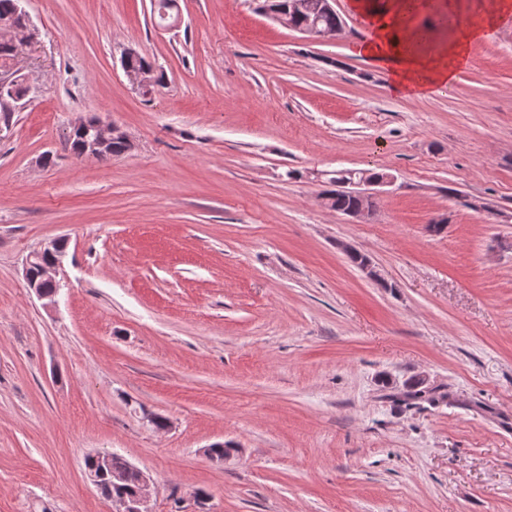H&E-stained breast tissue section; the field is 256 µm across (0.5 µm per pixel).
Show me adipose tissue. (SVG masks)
Wrapping results in <instances>:
<instances>
[{
	"instance_id": "1",
	"label": "adipose tissue",
	"mask_w": 512,
	"mask_h": 512,
	"mask_svg": "<svg viewBox=\"0 0 512 512\" xmlns=\"http://www.w3.org/2000/svg\"><path fill=\"white\" fill-rule=\"evenodd\" d=\"M355 11L368 16L371 33L357 45V53L378 63L391 79L394 92L417 95L451 84L469 61V45L493 28L501 13L512 9V0H491L470 28L466 38L436 43L433 27L417 32L413 27L412 0H388L372 8L368 0H353Z\"/></svg>"
}]
</instances>
